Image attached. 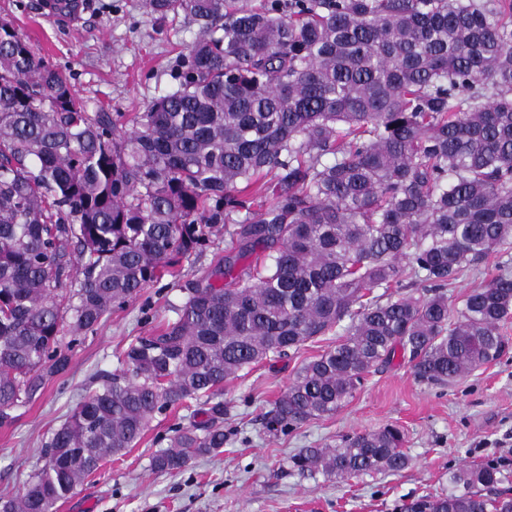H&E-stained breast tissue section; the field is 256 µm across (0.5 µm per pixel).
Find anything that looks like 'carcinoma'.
<instances>
[{"mask_svg":"<svg viewBox=\"0 0 512 512\" xmlns=\"http://www.w3.org/2000/svg\"><path fill=\"white\" fill-rule=\"evenodd\" d=\"M198 37L176 88L118 129L0 19V427L64 374L78 337L172 278L176 317L131 342L0 512H52L151 418L196 403L151 461L224 447V383L341 329L266 413L272 435L336 413L402 354L446 386L512 345V0H144ZM224 233L203 275L180 264ZM76 275L65 293L63 280ZM387 425L288 457L347 479L408 467ZM493 463L401 512H512ZM510 254H512V251H509L508 255L505 254L500 259L491 257L487 260V262L481 264L478 268V271H475L474 273H468L462 277H460L453 288H450L449 295H452L453 297H459L468 291L472 289L475 285H477L485 276H487L488 273L492 271L494 268V264L500 260V261H506L507 259H510Z\"/></svg>","mask_w":512,"mask_h":512,"instance_id":"cac0c4a2","label":"carcinoma"}]
</instances>
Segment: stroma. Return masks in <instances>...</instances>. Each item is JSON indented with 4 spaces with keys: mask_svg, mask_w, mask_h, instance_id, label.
I'll return each mask as SVG.
<instances>
[{
    "mask_svg": "<svg viewBox=\"0 0 512 512\" xmlns=\"http://www.w3.org/2000/svg\"><path fill=\"white\" fill-rule=\"evenodd\" d=\"M45 2L0 0V18L28 37L91 108L112 113L144 111L172 90L173 63L197 34L184 17L148 13L143 0H90V8L63 15L51 14ZM181 298L179 289L155 284L72 346L67 372L18 408L12 427L0 429V496L22 489L44 441L96 388L97 374L117 368L120 352L154 334ZM336 340L333 333L317 337L229 382L220 453L197 458L178 475L152 470L153 455L188 423L187 410L170 407L153 417L134 448L105 460L55 512H399L406 500L446 491L449 476L466 465L492 462L512 476V352L445 387L420 383L409 364L394 358L333 416L270 435L264 415L271 402L304 361ZM388 424L407 434L410 464L399 473L343 482L301 475L286 463L299 449Z\"/></svg>",
    "mask_w": 512,
    "mask_h": 512,
    "instance_id": "1",
    "label": "stroma"
}]
</instances>
